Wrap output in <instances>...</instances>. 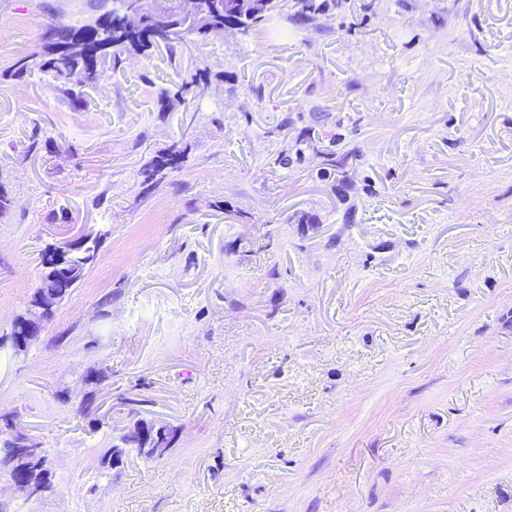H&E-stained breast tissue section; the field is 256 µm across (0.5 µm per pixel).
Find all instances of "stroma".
I'll return each mask as SVG.
<instances>
[{"label":"stroma","mask_w":512,"mask_h":512,"mask_svg":"<svg viewBox=\"0 0 512 512\" xmlns=\"http://www.w3.org/2000/svg\"><path fill=\"white\" fill-rule=\"evenodd\" d=\"M89 0H0V338L42 256L98 259L0 416L49 452L28 512H512V0H341L164 50L88 107L16 62ZM178 170L142 169L171 145ZM141 420L163 456L109 466ZM141 423L140 420H137L133 422V427L130 428L132 425L128 427L129 431L125 432L121 437V446L120 445H112L110 448H106L104 452V459L107 461L108 464L112 465V455L116 451H123L126 455L130 452V450H136L139 454H142L140 451V448H146L144 447V443L142 441L141 433L144 435H155L154 439L152 440V448H148L149 452L152 454H161L164 452L166 445L169 448V445L171 443L170 437L174 433L173 430L163 427L159 429H155L152 426L148 425H141L140 431L138 429V425ZM175 434V433H174ZM170 439V440H169ZM169 440V441H168ZM168 441V443H167ZM162 455V454H161ZM157 455V456H161Z\"/></svg>","instance_id":"35a3bbf8"}]
</instances>
